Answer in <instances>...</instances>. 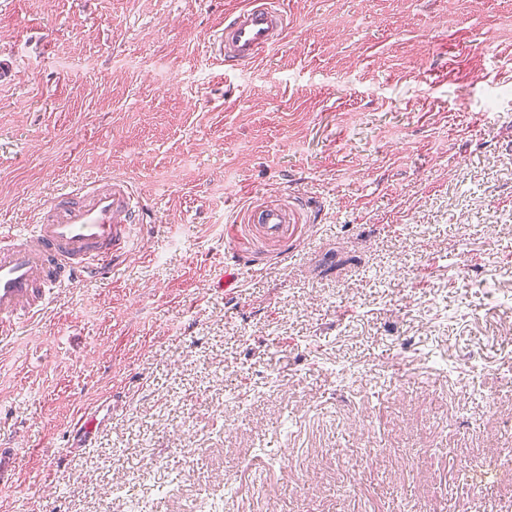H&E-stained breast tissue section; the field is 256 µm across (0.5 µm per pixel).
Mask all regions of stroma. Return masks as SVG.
I'll use <instances>...</instances> for the list:
<instances>
[{"instance_id": "1", "label": "stroma", "mask_w": 512, "mask_h": 512, "mask_svg": "<svg viewBox=\"0 0 512 512\" xmlns=\"http://www.w3.org/2000/svg\"><path fill=\"white\" fill-rule=\"evenodd\" d=\"M239 2L0 0V229L110 175L148 215L0 346V512H512V0H280L228 71ZM288 17L274 0H248L224 18L210 38L209 57L238 69L255 63L284 39ZM245 224H254L264 237L272 240L283 238L288 232V224L294 220L288 214V207L282 203H266L250 209Z\"/></svg>"}]
</instances>
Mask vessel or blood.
Listing matches in <instances>:
<instances>
[{"label":"vessel or blood","mask_w":512,"mask_h":512,"mask_svg":"<svg viewBox=\"0 0 512 512\" xmlns=\"http://www.w3.org/2000/svg\"><path fill=\"white\" fill-rule=\"evenodd\" d=\"M288 17L278 0H245L208 43L226 68L255 63L284 39ZM143 206L126 180L100 178L55 194L32 224L0 232V343L47 309L56 297L90 275H104L113 258L138 255L136 229ZM246 223L264 237L283 238L292 219L285 205L250 209Z\"/></svg>","instance_id":"1"}]
</instances>
